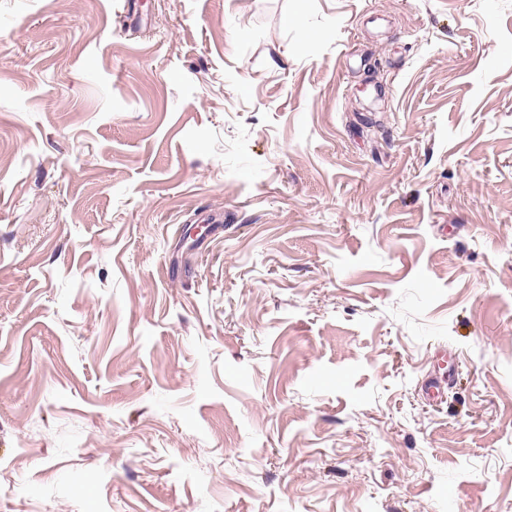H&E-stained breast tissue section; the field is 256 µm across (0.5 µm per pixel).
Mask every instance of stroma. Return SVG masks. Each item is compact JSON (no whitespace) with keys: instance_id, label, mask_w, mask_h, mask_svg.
<instances>
[{"instance_id":"35a3bbf8","label":"stroma","mask_w":512,"mask_h":512,"mask_svg":"<svg viewBox=\"0 0 512 512\" xmlns=\"http://www.w3.org/2000/svg\"><path fill=\"white\" fill-rule=\"evenodd\" d=\"M0 512H512V0H0Z\"/></svg>"}]
</instances>
